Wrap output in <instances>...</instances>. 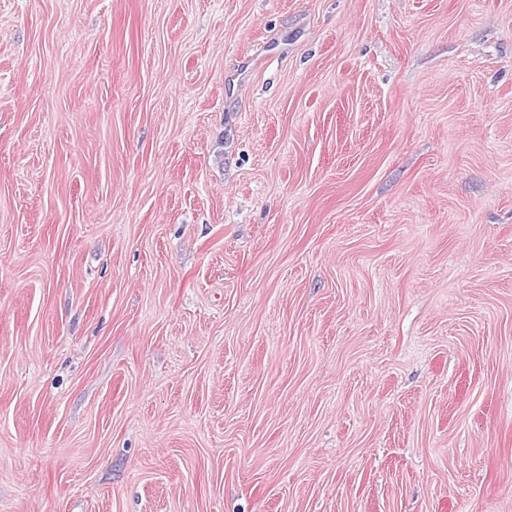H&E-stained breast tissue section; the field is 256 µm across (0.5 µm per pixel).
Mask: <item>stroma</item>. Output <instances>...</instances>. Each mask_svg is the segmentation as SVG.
<instances>
[{
  "label": "stroma",
  "instance_id": "1",
  "mask_svg": "<svg viewBox=\"0 0 512 512\" xmlns=\"http://www.w3.org/2000/svg\"><path fill=\"white\" fill-rule=\"evenodd\" d=\"M0 512H512V0H0Z\"/></svg>",
  "mask_w": 512,
  "mask_h": 512
}]
</instances>
